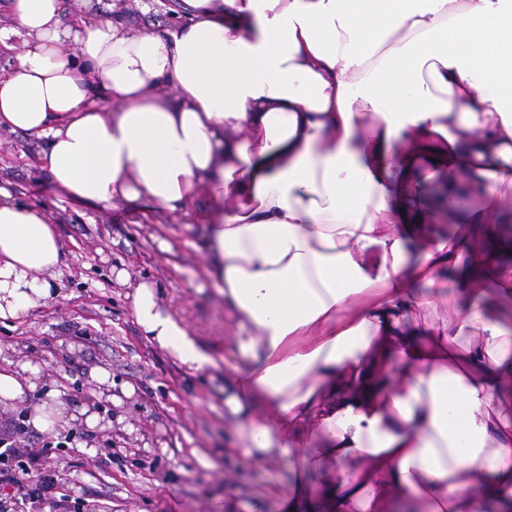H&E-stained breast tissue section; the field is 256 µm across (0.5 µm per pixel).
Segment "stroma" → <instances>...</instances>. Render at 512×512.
Returning <instances> with one entry per match:
<instances>
[{"label": "stroma", "instance_id": "1", "mask_svg": "<svg viewBox=\"0 0 512 512\" xmlns=\"http://www.w3.org/2000/svg\"><path fill=\"white\" fill-rule=\"evenodd\" d=\"M168 0H62L67 19L121 16L149 33L174 24ZM40 142L0 131V187L21 203L45 210L64 245L61 293L48 305L0 322V356L41 367L35 390L0 402V433L26 427L38 444H51L45 463L56 487L42 512H247L273 505L294 478L287 459L280 480L246 462L237 419L225 405L224 376L233 366L234 323L204 262V225L180 213L143 215L133 206L72 202L53 186L40 161ZM125 271L128 280L116 279ZM153 283L160 307L186 324L213 358L195 370L143 335L132 294ZM106 368L100 390L89 372ZM56 390L69 409L88 408L84 420L53 431L26 420Z\"/></svg>", "mask_w": 512, "mask_h": 512}]
</instances>
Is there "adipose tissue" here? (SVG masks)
Returning a JSON list of instances; mask_svg holds the SVG:
<instances>
[{
  "mask_svg": "<svg viewBox=\"0 0 512 512\" xmlns=\"http://www.w3.org/2000/svg\"><path fill=\"white\" fill-rule=\"evenodd\" d=\"M6 7L0 128L41 140L61 194L208 196L226 405L249 463L299 471L278 512H512V319L486 302L491 284L512 304V0H171L150 35L67 22L60 0ZM442 214L453 232H432ZM62 256L45 212L0 190L1 320L59 295ZM449 270L450 321L415 322ZM133 311L209 363L153 284ZM39 372L5 362L0 399Z\"/></svg>",
  "mask_w": 512,
  "mask_h": 512,
  "instance_id": "adipose-tissue-1",
  "label": "adipose tissue"
}]
</instances>
